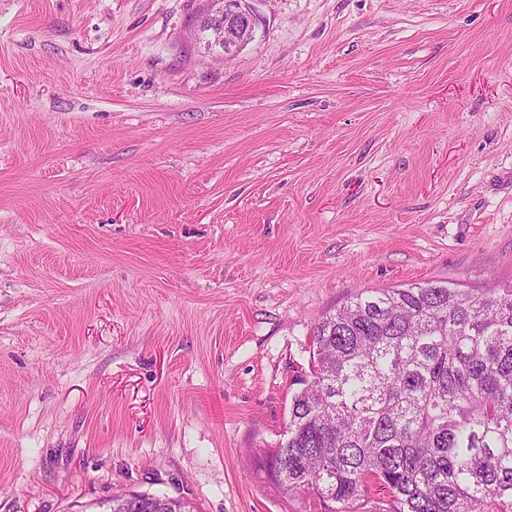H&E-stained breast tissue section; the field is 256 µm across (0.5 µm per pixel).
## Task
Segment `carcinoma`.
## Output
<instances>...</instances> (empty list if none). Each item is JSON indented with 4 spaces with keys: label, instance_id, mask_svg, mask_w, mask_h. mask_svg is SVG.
<instances>
[{
    "label": "carcinoma",
    "instance_id": "carcinoma-1",
    "mask_svg": "<svg viewBox=\"0 0 512 512\" xmlns=\"http://www.w3.org/2000/svg\"><path fill=\"white\" fill-rule=\"evenodd\" d=\"M286 439L258 473L305 512H512V285L378 288L314 326ZM112 497L152 512L159 495Z\"/></svg>",
    "mask_w": 512,
    "mask_h": 512
}]
</instances>
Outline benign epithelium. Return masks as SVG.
<instances>
[{
  "instance_id": "obj_1",
  "label": "benign epithelium",
  "mask_w": 512,
  "mask_h": 512,
  "mask_svg": "<svg viewBox=\"0 0 512 512\" xmlns=\"http://www.w3.org/2000/svg\"><path fill=\"white\" fill-rule=\"evenodd\" d=\"M202 5L192 39L197 42L202 34H207L208 52L213 56H230L253 39L256 17L248 0H202Z\"/></svg>"
}]
</instances>
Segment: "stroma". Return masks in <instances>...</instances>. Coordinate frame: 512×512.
<instances>
[{"label": "stroma", "mask_w": 512, "mask_h": 512, "mask_svg": "<svg viewBox=\"0 0 512 512\" xmlns=\"http://www.w3.org/2000/svg\"><path fill=\"white\" fill-rule=\"evenodd\" d=\"M0 0V512H300L311 328L373 288L512 283V0ZM248 0H203L202 13L196 19L192 39L198 43L203 29L209 43L208 53L227 57L247 45L254 37L256 17ZM139 499L135 502L126 506L127 498L126 494L115 495L112 497V504L110 507L111 512H150L154 507V501H159V497L169 496L168 494H149V493H135Z\"/></svg>", "instance_id": "35a3bbf8"}]
</instances>
